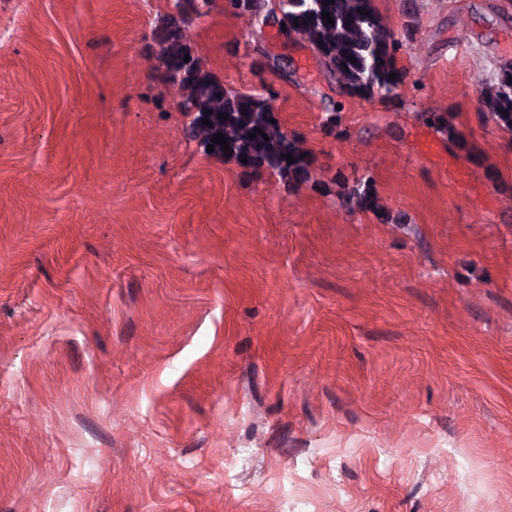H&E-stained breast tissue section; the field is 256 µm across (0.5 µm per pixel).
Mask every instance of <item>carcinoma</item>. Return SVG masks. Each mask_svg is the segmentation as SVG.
<instances>
[{
    "mask_svg": "<svg viewBox=\"0 0 512 512\" xmlns=\"http://www.w3.org/2000/svg\"><path fill=\"white\" fill-rule=\"evenodd\" d=\"M226 10L242 17L249 24H266L268 18L286 25L290 40H303L349 95L358 97H390L401 83L402 74L395 65L397 42L374 7V0H225ZM177 13L169 16L161 38V60L169 82L178 87L183 113L191 116L188 135L190 140L205 149L211 138L221 132L232 152L225 155L222 146L214 145L210 155L233 161L245 175L267 170L290 186L309 179L310 161L302 156L299 141L281 126L271 100L260 94L231 91L224 82L202 68L184 42L183 14L203 12L194 0H179ZM366 13L361 14L359 10ZM329 13L334 23L323 19ZM189 61H184L185 56ZM355 62H350L349 57ZM395 74L396 79L389 78ZM478 98L487 117L502 129L512 133V63L499 67L495 77L481 86ZM210 114H205V111ZM226 114L223 120L219 115ZM210 121L205 126L202 120ZM427 119L432 127L448 141L465 146L458 128L448 121L446 112H430ZM259 128L263 134L251 138ZM269 140H264V137ZM291 154L293 161L284 159ZM247 162H241V156ZM349 201L358 208L378 215L383 210L373 186L368 180L343 184Z\"/></svg>",
    "mask_w": 512,
    "mask_h": 512,
    "instance_id": "cac0c4a2",
    "label": "carcinoma"
}]
</instances>
